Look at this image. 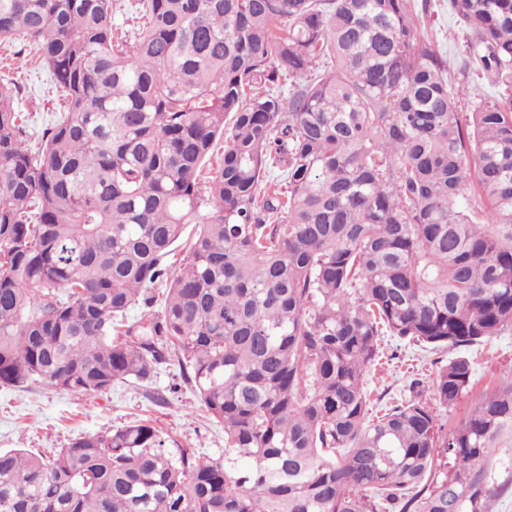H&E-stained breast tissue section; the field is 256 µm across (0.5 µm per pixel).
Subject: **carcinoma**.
<instances>
[{"label": "carcinoma", "mask_w": 512, "mask_h": 512, "mask_svg": "<svg viewBox=\"0 0 512 512\" xmlns=\"http://www.w3.org/2000/svg\"><path fill=\"white\" fill-rule=\"evenodd\" d=\"M448 7L498 88L468 112L411 0H136L131 39L112 0H0L67 104L34 151L0 83V384L175 361L224 427L215 459L145 420L0 450V512H493L512 378L452 430L426 393L455 407L463 349L512 329V0ZM384 335L456 355L378 416Z\"/></svg>", "instance_id": "cac0c4a2"}]
</instances>
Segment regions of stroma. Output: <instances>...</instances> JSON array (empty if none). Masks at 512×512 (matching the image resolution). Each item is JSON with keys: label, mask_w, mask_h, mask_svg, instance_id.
<instances>
[{"label": "stroma", "mask_w": 512, "mask_h": 512, "mask_svg": "<svg viewBox=\"0 0 512 512\" xmlns=\"http://www.w3.org/2000/svg\"><path fill=\"white\" fill-rule=\"evenodd\" d=\"M420 19L422 34L447 58L451 72H459L466 58L465 38L448 0H432ZM21 64L26 72L18 109L27 118L29 145L35 148L43 129L64 111L65 100L32 48L17 41L0 42V78L12 77ZM380 344L384 361L367 376L378 410L400 400L414 375L433 378L449 357L446 351L425 352L391 336L382 337ZM394 351L399 352V359H391ZM467 354L474 366V395L512 377V331L469 347ZM136 419L147 420L158 429L169 452L184 448L214 458L224 451L223 426L208 415L175 363L163 366L148 381H117L105 392L92 395L55 391L37 382L22 388L0 385L1 449L50 452L76 438L101 435Z\"/></svg>", "instance_id": "35a3bbf8"}]
</instances>
